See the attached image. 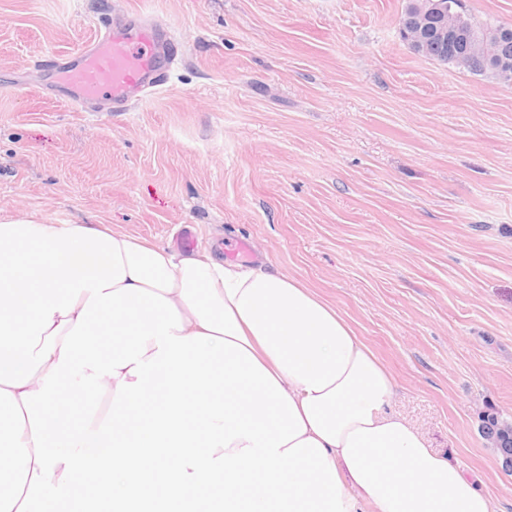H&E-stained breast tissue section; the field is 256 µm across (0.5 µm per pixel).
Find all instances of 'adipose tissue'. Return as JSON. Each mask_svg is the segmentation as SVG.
I'll return each mask as SVG.
<instances>
[{"label": "adipose tissue", "mask_w": 512, "mask_h": 512, "mask_svg": "<svg viewBox=\"0 0 512 512\" xmlns=\"http://www.w3.org/2000/svg\"><path fill=\"white\" fill-rule=\"evenodd\" d=\"M126 283L168 298L183 332L248 349L324 446L348 512H494L464 470L392 411L397 383L332 305L288 274L212 257H180L116 230ZM58 353L24 388L0 384V512H16L35 466L21 391L39 390Z\"/></svg>", "instance_id": "1"}]
</instances>
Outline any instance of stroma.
Wrapping results in <instances>:
<instances>
[{
    "label": "stroma",
    "mask_w": 512,
    "mask_h": 512,
    "mask_svg": "<svg viewBox=\"0 0 512 512\" xmlns=\"http://www.w3.org/2000/svg\"><path fill=\"white\" fill-rule=\"evenodd\" d=\"M406 0H0V220L238 238L335 306L391 408L512 512V83L412 53ZM135 11L179 58L130 111L41 77ZM482 421V436L502 457L504 465L505 461L509 462L512 458V423L491 412L483 414Z\"/></svg>",
    "instance_id": "1"
}]
</instances>
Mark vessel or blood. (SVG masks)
<instances>
[{"label":"vessel or blood","mask_w":512,"mask_h":512,"mask_svg":"<svg viewBox=\"0 0 512 512\" xmlns=\"http://www.w3.org/2000/svg\"><path fill=\"white\" fill-rule=\"evenodd\" d=\"M174 47V40L146 19L130 26L115 24L76 54L56 60L51 77L81 108L107 99L114 111L123 112L130 101L163 85L177 59Z\"/></svg>","instance_id":"1"}]
</instances>
